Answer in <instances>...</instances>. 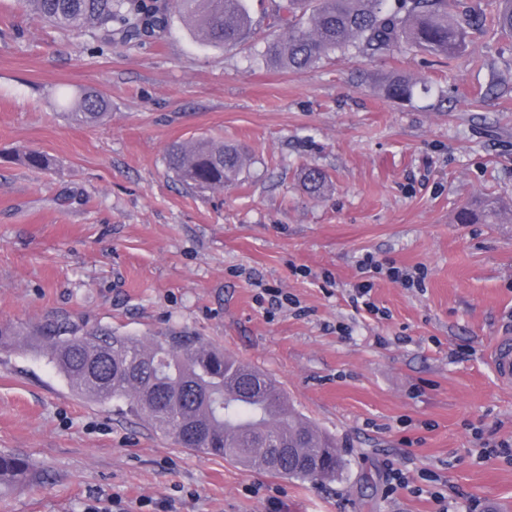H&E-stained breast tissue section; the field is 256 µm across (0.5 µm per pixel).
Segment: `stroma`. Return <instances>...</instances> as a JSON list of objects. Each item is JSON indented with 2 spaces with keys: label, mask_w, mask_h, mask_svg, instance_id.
Instances as JSON below:
<instances>
[{
  "label": "stroma",
  "mask_w": 512,
  "mask_h": 512,
  "mask_svg": "<svg viewBox=\"0 0 512 512\" xmlns=\"http://www.w3.org/2000/svg\"><path fill=\"white\" fill-rule=\"evenodd\" d=\"M246 5L234 49L177 17L103 48L0 0V323L188 332L274 378L346 470L313 484L180 447L21 343L0 350V452L26 458L30 481L0 490V512H512V463L477 457L512 444V387L490 366L512 334V208L455 221L486 198L512 205V36L473 29L451 64L409 48L292 71L263 61L265 4ZM395 75L432 90L389 99ZM62 89L103 94L104 123L63 116ZM200 138L244 148L238 182L191 189L168 170L167 146ZM368 254L419 268L420 286L378 274L376 312L354 307ZM390 468L408 488L387 493Z\"/></svg>",
  "instance_id": "obj_1"
}]
</instances>
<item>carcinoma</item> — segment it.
<instances>
[{"mask_svg":"<svg viewBox=\"0 0 512 512\" xmlns=\"http://www.w3.org/2000/svg\"><path fill=\"white\" fill-rule=\"evenodd\" d=\"M54 27L81 36L99 32L100 42H135L165 30L172 16L183 18L201 43L233 49L245 40L251 18L245 0H22ZM494 26L512 35V0H497ZM469 19L454 17L453 0H274L270 32L262 51L276 67L302 70L329 55L352 49L369 56L402 52L413 44L440 59L453 61L468 46ZM424 81L395 76L388 97L410 101ZM63 108L76 123L92 126L107 113L108 99L86 89L75 97L59 91ZM168 169L183 184L222 190L243 171L245 151L199 139L171 145ZM20 165L49 169L52 158L28 151ZM308 191L318 194L325 175L310 169ZM21 336L36 340V352L82 398L107 403L123 400L129 411L144 415L151 427L171 435L183 448L220 456L247 467L300 481L338 479L345 460L336 438L318 431L297 413L267 375L224 356V352L171 331L146 342L108 327L84 328L47 320L23 330L0 325V347ZM24 459L0 454V484L27 476Z\"/></svg>","mask_w":512,"mask_h":512,"instance_id":"1","label":"carcinoma"}]
</instances>
